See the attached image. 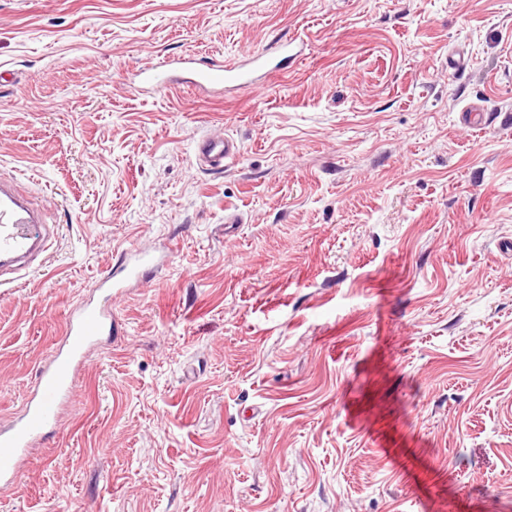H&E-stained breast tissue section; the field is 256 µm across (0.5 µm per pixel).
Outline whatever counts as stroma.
Instances as JSON below:
<instances>
[{
  "instance_id": "obj_1",
  "label": "stroma",
  "mask_w": 512,
  "mask_h": 512,
  "mask_svg": "<svg viewBox=\"0 0 512 512\" xmlns=\"http://www.w3.org/2000/svg\"><path fill=\"white\" fill-rule=\"evenodd\" d=\"M297 36L259 89L134 84ZM511 46L512 0H0V178L52 239L0 286V423L170 250L0 512H512ZM195 153L205 166L223 169L224 161L233 159L241 153V146L230 136H224V139L220 140L206 137L197 142Z\"/></svg>"
}]
</instances>
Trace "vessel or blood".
<instances>
[{"label":"vessel or blood","mask_w":512,"mask_h":512,"mask_svg":"<svg viewBox=\"0 0 512 512\" xmlns=\"http://www.w3.org/2000/svg\"><path fill=\"white\" fill-rule=\"evenodd\" d=\"M287 44L275 51L248 53L221 64H200L184 58L177 63H163L143 68L140 72L144 88L155 91L171 86L176 71L190 74L191 81L202 89L232 88L254 80L257 71L267 67L277 56L286 54ZM241 152L239 142L230 136L216 140L206 137L198 141L196 156L205 166L223 168L226 160ZM50 248L44 230L42 213L15 189L12 182L0 181V271L23 279L34 262ZM156 263L154 256L140 252L122 256L119 267L125 281L140 280ZM118 281L105 275L96 284L103 291V301L87 300L71 310L66 318L63 342L39 370L35 384L27 396L21 414L10 426L0 427V483H11L31 448L59 420L72 393L73 380L87 364L88 352L105 330L115 329L112 297Z\"/></svg>","instance_id":"vessel-or-blood-1"}]
</instances>
